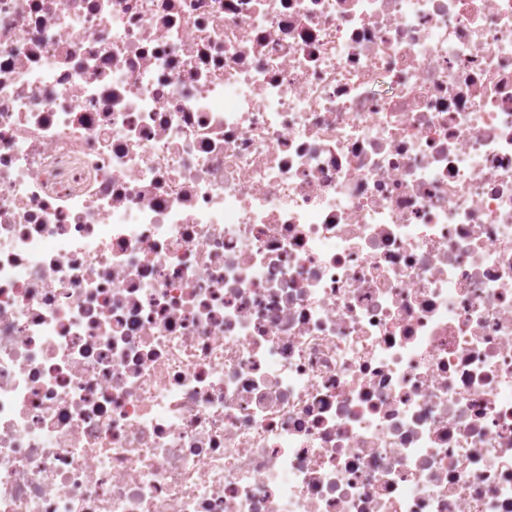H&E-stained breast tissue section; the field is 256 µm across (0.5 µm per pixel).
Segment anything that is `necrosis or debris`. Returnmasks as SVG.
<instances>
[{
    "instance_id": "4bbe7bcc",
    "label": "necrosis or debris",
    "mask_w": 512,
    "mask_h": 512,
    "mask_svg": "<svg viewBox=\"0 0 512 512\" xmlns=\"http://www.w3.org/2000/svg\"><path fill=\"white\" fill-rule=\"evenodd\" d=\"M0 512H512V0H0Z\"/></svg>"
}]
</instances>
